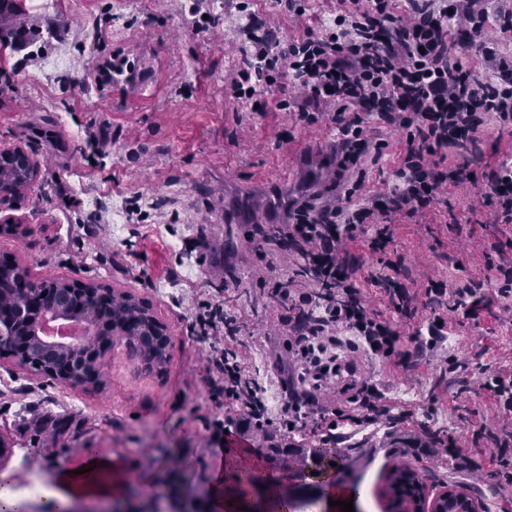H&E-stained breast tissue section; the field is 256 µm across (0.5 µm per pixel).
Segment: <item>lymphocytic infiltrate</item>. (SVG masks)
<instances>
[{
  "instance_id": "f902f5d3",
  "label": "lymphocytic infiltrate",
  "mask_w": 512,
  "mask_h": 512,
  "mask_svg": "<svg viewBox=\"0 0 512 512\" xmlns=\"http://www.w3.org/2000/svg\"><path fill=\"white\" fill-rule=\"evenodd\" d=\"M336 15L319 30L280 40L239 0L237 27L246 58L229 85L240 104L267 110L259 89L280 78L300 94L277 102L304 124L326 123L338 130L334 150L338 170L356 166L372 155L382 157L385 142L365 134V115L378 117L398 132L406 145L386 191L362 195L358 185L345 188L334 204L305 201L290 207L288 221L265 237L260 253L265 272L259 279L264 293L286 311L290 366L282 380L288 401L272 415L266 389L243 367L237 353L210 346L206 371L215 399L238 412L235 424L213 416L206 420L214 444L227 428L250 429L287 440L307 428L336 431L380 425L392 418L390 406L376 385L359 368L358 351L409 362L419 353L418 334L402 336L396 318L413 302L432 311L427 333H438L440 310L457 311L479 299L485 283L494 284L500 304L512 309V254H501L492 274L455 288L445 281L427 286L424 295L411 292L402 279L401 262L382 261L374 276L386 288L392 316L373 310L357 283V269L344 258L345 245L365 236L372 251H385L392 239L395 216L416 217L437 200L448 184L469 182L468 155L492 130L512 128V60H493L484 41L487 18L478 0H407L395 13L391 0H338ZM465 29L469 39L462 54L448 50L450 27ZM480 56L492 60L491 73L477 74L469 65ZM480 195L495 222L512 223V157L485 176ZM288 253L290 264L280 269L274 256ZM199 338L241 330L237 312L220 302L204 301L192 314ZM340 403L323 405L327 393ZM474 435L491 448L494 476L512 488V432L479 425Z\"/></svg>"
}]
</instances>
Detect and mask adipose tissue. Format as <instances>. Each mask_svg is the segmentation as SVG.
I'll return each mask as SVG.
<instances>
[{
	"instance_id": "1",
	"label": "adipose tissue",
	"mask_w": 512,
	"mask_h": 512,
	"mask_svg": "<svg viewBox=\"0 0 512 512\" xmlns=\"http://www.w3.org/2000/svg\"><path fill=\"white\" fill-rule=\"evenodd\" d=\"M82 473L66 468L59 471L55 489L42 500V512H57L74 500L84 498L107 499L119 496L127 485L131 468L121 457L107 458L95 450H87L81 463Z\"/></svg>"
}]
</instances>
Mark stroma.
<instances>
[{
    "instance_id": "1",
    "label": "stroma",
    "mask_w": 512,
    "mask_h": 512,
    "mask_svg": "<svg viewBox=\"0 0 512 512\" xmlns=\"http://www.w3.org/2000/svg\"><path fill=\"white\" fill-rule=\"evenodd\" d=\"M215 19L197 32L192 5ZM336 0H307L294 18L277 0H252L257 16L273 19L280 37L294 38L336 13ZM235 0H18L0 14V30L26 33L15 47L0 44V145L26 147L40 175L18 210L30 232L0 237V256L20 257L34 280L77 279L122 288L149 300L170 329L171 358L164 372L145 368L125 345H115L100 388L81 391L0 360V436L15 455L6 464L24 478L16 454L46 467L48 482L75 466L85 448L135 462L128 477L134 498L161 503L185 491L199 503L209 496L210 475L223 455L210 443L202 420L214 412L206 382L207 345L191 328L201 299L219 294L239 312L243 327L223 338L280 409L279 362L287 360L278 311L258 286L261 236L238 212L259 211L277 184L278 201L320 196L333 199L334 164L317 161L316 172H296L283 182L295 151L324 154L336 140L325 125L303 127L283 112H254L224 90V79L245 64L233 30ZM127 60L128 79L98 80L96 65ZM365 132L386 142L379 161L359 166L365 191L385 187L402 149L399 135L371 120ZM137 200L144 216L116 218L113 207ZM209 244L203 254L183 248L185 238ZM512 248V223L493 222L472 184L449 188L424 223L400 219L385 254L363 241L348 243L369 305L389 312L384 288L371 278L380 258L403 259L414 289L429 281L483 279L489 244ZM456 356L455 371L443 360ZM364 374L385 395L399 421L372 426L340 445L360 450L358 470L368 512H381V471L391 449L401 459L435 474L448 473L446 456L418 447L423 426L452 432L466 453L483 456L475 425L512 429L475 381L479 370L512 372V316L503 312L493 286L482 302L447 316L434 347L413 366L359 353ZM449 487L485 492L490 512H512V491L499 489L487 471L461 473Z\"/></svg>"
}]
</instances>
